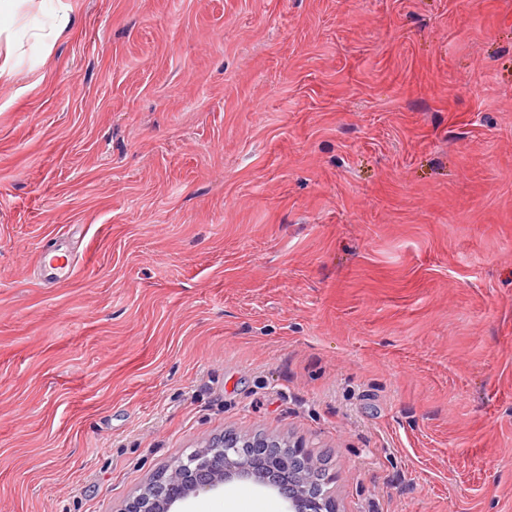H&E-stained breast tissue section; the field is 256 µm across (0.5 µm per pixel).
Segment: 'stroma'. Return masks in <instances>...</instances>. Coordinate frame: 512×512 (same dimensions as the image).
<instances>
[{
	"label": "stroma",
	"instance_id": "35a3bbf8",
	"mask_svg": "<svg viewBox=\"0 0 512 512\" xmlns=\"http://www.w3.org/2000/svg\"><path fill=\"white\" fill-rule=\"evenodd\" d=\"M9 45L0 512H120L227 433L337 512H512V0H27ZM230 507L287 503L182 512ZM39 267L51 284L67 282L74 274L71 251L64 245H51L42 254Z\"/></svg>",
	"mask_w": 512,
	"mask_h": 512
}]
</instances>
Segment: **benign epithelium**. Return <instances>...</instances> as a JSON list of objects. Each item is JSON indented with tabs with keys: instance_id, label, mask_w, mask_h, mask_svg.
<instances>
[{
	"instance_id": "7a95c632",
	"label": "benign epithelium",
	"mask_w": 512,
	"mask_h": 512,
	"mask_svg": "<svg viewBox=\"0 0 512 512\" xmlns=\"http://www.w3.org/2000/svg\"><path fill=\"white\" fill-rule=\"evenodd\" d=\"M232 482L277 492L287 501V512H336L334 498L323 489L330 479L304 446H283L265 435L235 434L175 461L121 512H173L188 498Z\"/></svg>"
}]
</instances>
